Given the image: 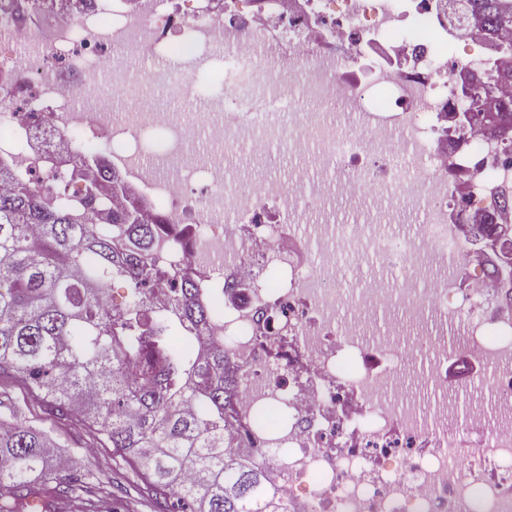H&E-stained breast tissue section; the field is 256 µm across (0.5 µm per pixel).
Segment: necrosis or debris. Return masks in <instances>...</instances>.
<instances>
[{
    "label": "necrosis or debris",
    "instance_id": "4bbe7bcc",
    "mask_svg": "<svg viewBox=\"0 0 512 512\" xmlns=\"http://www.w3.org/2000/svg\"><path fill=\"white\" fill-rule=\"evenodd\" d=\"M219 44L317 111L276 132L237 112H108L86 88L109 69L127 99L143 79L184 90L115 58ZM461 45L512 69V33L449 21L448 0H0V162L98 232L138 210L165 281L219 302L191 341L200 356L223 338L231 451L288 512H512V284L488 249L512 224V152L460 124ZM143 120L162 140L128 146ZM36 132L80 144L57 158ZM276 137L287 170L253 178ZM406 207L405 244L385 227ZM340 248L369 270L337 280ZM459 357L484 366L474 385L449 381Z\"/></svg>",
    "mask_w": 512,
    "mask_h": 512
}]
</instances>
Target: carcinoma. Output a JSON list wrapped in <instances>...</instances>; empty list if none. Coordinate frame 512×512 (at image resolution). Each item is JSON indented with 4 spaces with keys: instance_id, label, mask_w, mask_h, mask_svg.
<instances>
[{
    "instance_id": "obj_1",
    "label": "carcinoma",
    "mask_w": 512,
    "mask_h": 512,
    "mask_svg": "<svg viewBox=\"0 0 512 512\" xmlns=\"http://www.w3.org/2000/svg\"><path fill=\"white\" fill-rule=\"evenodd\" d=\"M464 7L489 32L512 27L505 0H464ZM112 223L135 227L134 279L123 274L122 249L88 219L50 206L23 183L0 194V379L24 376L47 414L80 416L92 434L137 457L157 498L175 496L190 512H283L263 474L229 456L224 400L234 381L224 378V343L214 340L199 359L191 348L192 330L212 307L185 280L169 331L158 334L144 307L157 282L147 254L152 229L133 210ZM114 280L136 299L128 315H113L103 297ZM139 365L142 384L129 374ZM191 401L203 411L181 412ZM50 450L44 431L0 416V512H27L35 497L46 512L59 500L78 503L75 512H112V480L52 468Z\"/></svg>"
}]
</instances>
